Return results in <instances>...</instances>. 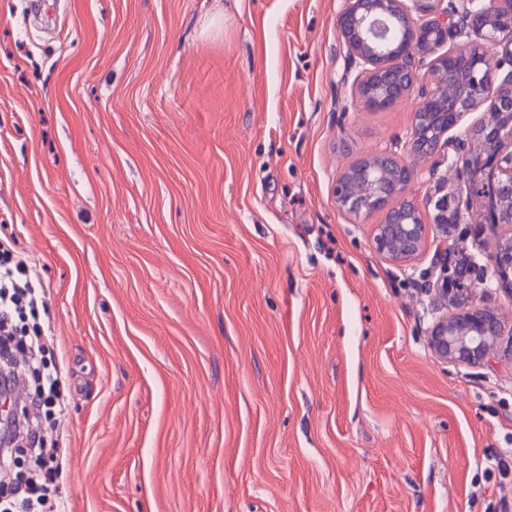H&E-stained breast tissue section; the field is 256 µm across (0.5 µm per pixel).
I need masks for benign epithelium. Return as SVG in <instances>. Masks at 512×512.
<instances>
[{"label":"benign epithelium","instance_id":"7a95c632","mask_svg":"<svg viewBox=\"0 0 512 512\" xmlns=\"http://www.w3.org/2000/svg\"><path fill=\"white\" fill-rule=\"evenodd\" d=\"M476 0H458L454 18L448 17L446 0H345L337 19V27L346 47L350 66L357 69L354 93L372 109L388 105L387 100L371 94L378 68L396 65L409 79L395 90L397 98L415 95V112L410 144L418 137L421 109L434 101L440 87L448 79V60L462 61L472 69L495 76L491 84L474 82L472 95L463 101L462 109L452 112V119L440 136L453 144L447 133L454 129L469 110L485 105L499 107L500 96L512 93V0H490L475 8ZM489 16V21L503 20L495 29L481 31L472 27L470 18L476 12ZM453 27L462 39L460 48L443 53L448 28ZM495 138L501 144H512V113H499ZM368 159H395L408 178L389 191L383 178L368 182L369 195L357 196L350 188V171L336 179L334 197L338 206L356 217L389 208L390 202L408 201L417 171L415 163L400 159L392 151L383 150ZM465 167L471 186L483 189L469 195L461 203L442 199L436 205L433 225L441 232L423 288L453 305V309L435 318L428 332L431 350L445 362L457 366L478 367L487 361L505 331V324L493 309L474 300L479 290L488 287L486 266L456 250L448 243L459 229L462 210L471 212L476 224H488L497 232V245L490 254V266L498 287L512 294V200L495 204L493 188L512 186V151L498 149L487 155L470 156ZM428 225L417 206L410 204L395 224H375L372 232L374 250L398 267L418 257L427 246Z\"/></svg>","mask_w":512,"mask_h":512}]
</instances>
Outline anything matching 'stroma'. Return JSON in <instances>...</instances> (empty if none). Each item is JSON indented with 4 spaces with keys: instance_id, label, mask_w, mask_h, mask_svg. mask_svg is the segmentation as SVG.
<instances>
[{
    "instance_id": "stroma-1",
    "label": "stroma",
    "mask_w": 512,
    "mask_h": 512,
    "mask_svg": "<svg viewBox=\"0 0 512 512\" xmlns=\"http://www.w3.org/2000/svg\"><path fill=\"white\" fill-rule=\"evenodd\" d=\"M0 0V239L40 264L66 374L56 512H512V335L439 359L442 307L333 197L408 142L344 0ZM411 199L466 198L459 151Z\"/></svg>"
}]
</instances>
